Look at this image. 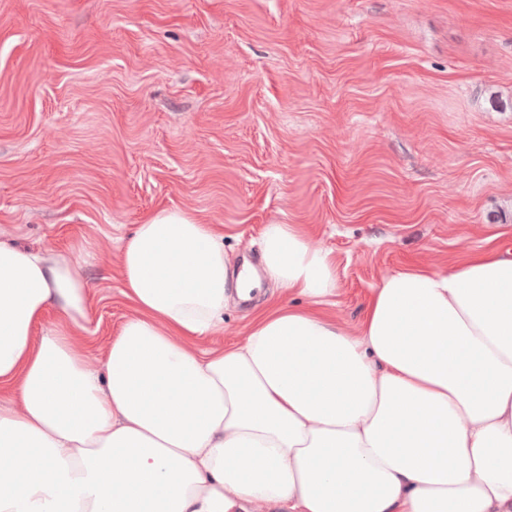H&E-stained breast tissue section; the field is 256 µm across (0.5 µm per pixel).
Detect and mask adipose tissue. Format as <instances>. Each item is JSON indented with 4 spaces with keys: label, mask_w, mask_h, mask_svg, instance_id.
<instances>
[{
    "label": "adipose tissue",
    "mask_w": 512,
    "mask_h": 512,
    "mask_svg": "<svg viewBox=\"0 0 512 512\" xmlns=\"http://www.w3.org/2000/svg\"><path fill=\"white\" fill-rule=\"evenodd\" d=\"M121 275L134 313L94 370L71 255L0 240V512H512V254L387 274L353 332L297 224L236 266L162 209ZM265 281L308 306L266 299L245 341L197 347Z\"/></svg>",
    "instance_id": "1"
}]
</instances>
